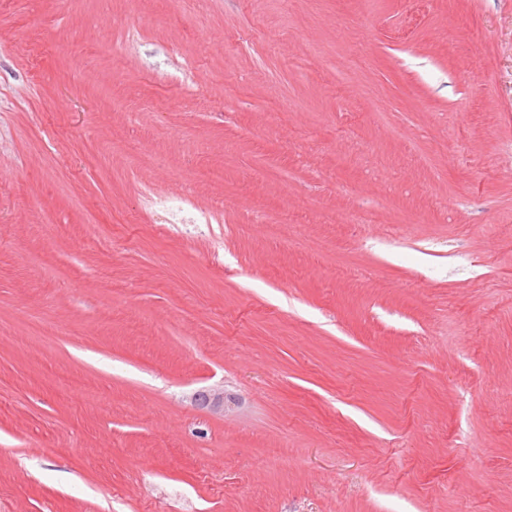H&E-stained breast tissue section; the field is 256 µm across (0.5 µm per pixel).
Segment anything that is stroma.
I'll return each instance as SVG.
<instances>
[{
	"label": "stroma",
	"mask_w": 512,
	"mask_h": 512,
	"mask_svg": "<svg viewBox=\"0 0 512 512\" xmlns=\"http://www.w3.org/2000/svg\"><path fill=\"white\" fill-rule=\"evenodd\" d=\"M0 512H512V0H0Z\"/></svg>",
	"instance_id": "obj_1"
}]
</instances>
